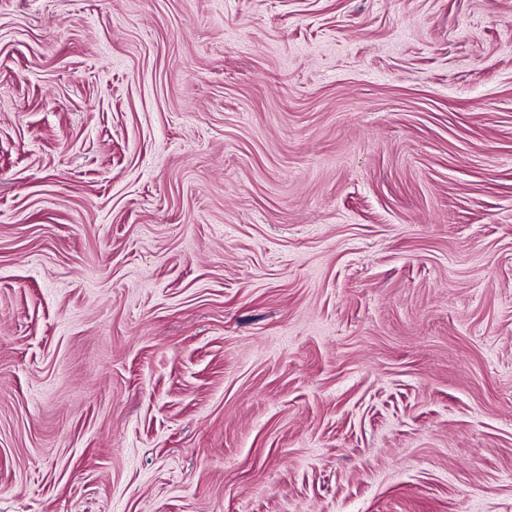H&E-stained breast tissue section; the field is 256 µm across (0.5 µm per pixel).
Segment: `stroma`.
Here are the masks:
<instances>
[{"mask_svg":"<svg viewBox=\"0 0 512 512\" xmlns=\"http://www.w3.org/2000/svg\"><path fill=\"white\" fill-rule=\"evenodd\" d=\"M0 512H512V0H0Z\"/></svg>","mask_w":512,"mask_h":512,"instance_id":"1","label":"stroma"}]
</instances>
